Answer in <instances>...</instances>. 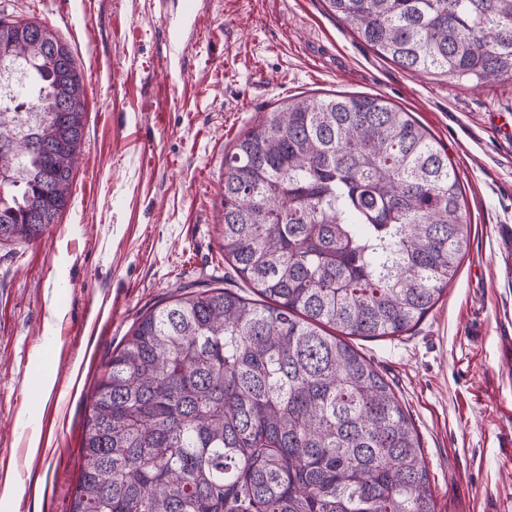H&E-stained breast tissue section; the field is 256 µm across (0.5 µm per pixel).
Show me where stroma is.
Returning <instances> with one entry per match:
<instances>
[{
  "instance_id": "1",
  "label": "stroma",
  "mask_w": 512,
  "mask_h": 512,
  "mask_svg": "<svg viewBox=\"0 0 512 512\" xmlns=\"http://www.w3.org/2000/svg\"><path fill=\"white\" fill-rule=\"evenodd\" d=\"M1 17L70 46L87 116L58 223L0 246V512H71L113 350L176 296L242 285L222 249L225 153L275 107L331 94L411 112L458 173L455 278L409 332L350 343L413 424L439 512H512V79L408 73L325 0H0Z\"/></svg>"
}]
</instances>
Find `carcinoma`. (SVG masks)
Segmentation results:
<instances>
[{"label": "carcinoma", "instance_id": "1", "mask_svg": "<svg viewBox=\"0 0 512 512\" xmlns=\"http://www.w3.org/2000/svg\"><path fill=\"white\" fill-rule=\"evenodd\" d=\"M402 69L512 77V0H326ZM0 244L70 200L86 95L71 48L0 19ZM224 287L143 316L95 387L72 512H436L396 394L343 336H399L467 246L458 174L411 113L374 95L297 98L224 157ZM340 335H335V332Z\"/></svg>", "mask_w": 512, "mask_h": 512}]
</instances>
